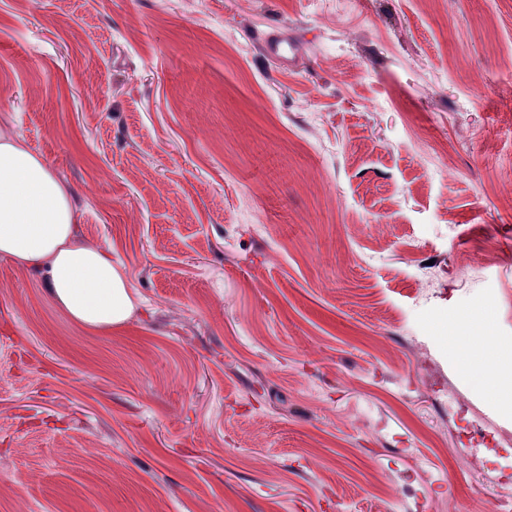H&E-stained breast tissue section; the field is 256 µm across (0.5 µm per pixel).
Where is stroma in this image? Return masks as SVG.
Here are the masks:
<instances>
[{
  "label": "stroma",
  "instance_id": "obj_1",
  "mask_svg": "<svg viewBox=\"0 0 512 512\" xmlns=\"http://www.w3.org/2000/svg\"><path fill=\"white\" fill-rule=\"evenodd\" d=\"M0 127L137 297L91 331L0 255V512L512 497L448 349L512 342V0H0Z\"/></svg>",
  "mask_w": 512,
  "mask_h": 512
}]
</instances>
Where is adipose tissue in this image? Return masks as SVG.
I'll return each mask as SVG.
<instances>
[{
  "label": "adipose tissue",
  "instance_id": "1",
  "mask_svg": "<svg viewBox=\"0 0 512 512\" xmlns=\"http://www.w3.org/2000/svg\"><path fill=\"white\" fill-rule=\"evenodd\" d=\"M70 191L18 135L0 131V254L37 274L78 324L108 331L133 314L123 270L78 242Z\"/></svg>",
  "mask_w": 512,
  "mask_h": 512
}]
</instances>
